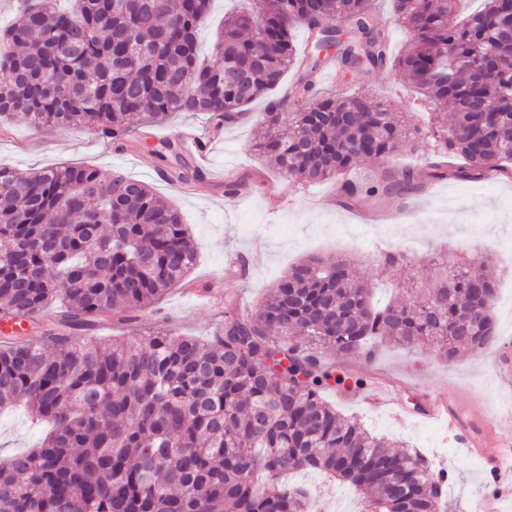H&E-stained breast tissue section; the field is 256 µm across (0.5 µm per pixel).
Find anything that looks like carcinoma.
<instances>
[{
	"label": "carcinoma",
	"mask_w": 512,
	"mask_h": 512,
	"mask_svg": "<svg viewBox=\"0 0 512 512\" xmlns=\"http://www.w3.org/2000/svg\"><path fill=\"white\" fill-rule=\"evenodd\" d=\"M21 0L0 31V117L30 126L82 125L122 145L129 122L206 112L215 130L278 89L267 133L253 149L282 178L333 181L336 193L373 201L421 189L412 169L358 181L366 158L402 152L409 133L365 94L314 96L313 77L396 69L435 109L436 177L494 179L512 170V68L490 60L512 51L504 23L512 0H482L460 21L457 0H393L410 34L392 55L377 0H248L224 14L212 60L196 36L212 0ZM309 31L299 48L293 26ZM159 172L187 192L202 172L164 141ZM482 260L435 252L429 282L372 303L374 286L350 261L309 256L251 311L224 299L208 340L161 324L141 336L101 340L97 327L131 325L155 311L197 261L177 208L145 182L67 166L26 175L0 166V320L33 337L0 343V410L25 403L52 429L42 442L0 458V512H309L301 486L269 487L293 470H317L354 488L363 512H438L446 472L415 450L395 449L328 404V353L363 357L376 343L423 348L453 363L494 337L496 284ZM380 271L411 262L395 249ZM83 336L77 341L75 336Z\"/></svg>",
	"instance_id": "cac0c4a2"
}]
</instances>
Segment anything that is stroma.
Instances as JSON below:
<instances>
[{
    "label": "stroma",
    "instance_id": "35a3bbf8",
    "mask_svg": "<svg viewBox=\"0 0 512 512\" xmlns=\"http://www.w3.org/2000/svg\"><path fill=\"white\" fill-rule=\"evenodd\" d=\"M339 88L370 95L418 133L393 159L361 163V176L382 167L425 170L434 146L429 131L431 107L419 98L407 76L380 69L341 81L334 65L319 70L316 92ZM266 108V101L253 103L245 122L224 128L211 138L205 156L191 158L203 171L232 168L240 173L245 183L234 197L226 196L218 185L186 193L166 181L154 163L152 151L160 142L177 139L187 129L210 131L200 114L179 113L160 124L134 123L119 150L83 127L37 131L17 118L7 134L0 136V165L21 173L63 165L93 167L106 177L120 171L146 182L176 204L192 230L199 254L187 280L207 286L210 300L195 304L179 284L160 308L174 329L194 336L213 334L224 318L225 295L257 306L290 264L308 256L351 259L360 277L376 284V295L383 300L391 297L396 285L421 279L423 271L417 266H398L380 272L376 259L381 250L396 248L417 258L437 250L488 256L487 273L497 280L498 296L493 311L496 336L485 349L477 354L461 350L451 364L420 349L407 352L394 347L378 348L370 363L336 356L332 359L335 374L366 375L372 388L394 383L397 402L390 407H367L356 392L341 391L334 384L324 393L344 415L361 419L375 433L406 442L435 468L450 471L439 512H472L489 491L482 458L460 447L438 422L422 419L418 407L426 395L439 394L450 406L462 409L463 421H492L494 439L508 450L503 474L512 479V379L501 378L496 371L504 343L512 340V262L506 257L512 252V179L429 181L415 194L379 201L373 209L383 214V221L365 224L360 217L370 208L337 197L332 183L282 181L252 152L253 143L265 132ZM236 254L246 260V276L224 271L227 256ZM36 434L24 411L1 415L0 454L30 446ZM291 480L311 491L313 512H332L334 498L341 495L350 497L353 507L361 505L352 489L320 473L304 471Z\"/></svg>",
    "mask_w": 512,
    "mask_h": 512
}]
</instances>
